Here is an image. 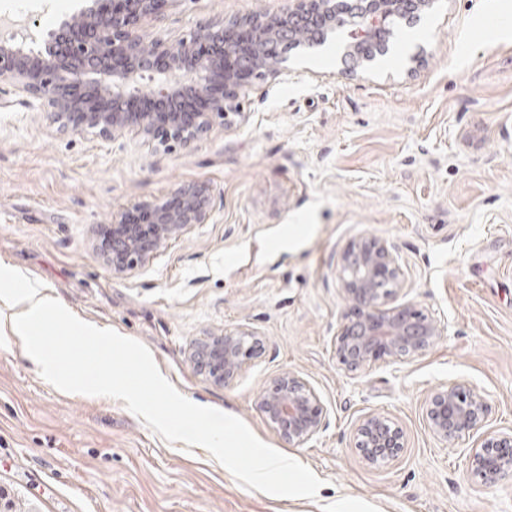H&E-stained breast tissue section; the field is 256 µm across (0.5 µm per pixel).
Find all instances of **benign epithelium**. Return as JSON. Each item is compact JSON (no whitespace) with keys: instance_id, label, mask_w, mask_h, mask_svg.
<instances>
[{"instance_id":"1","label":"benign epithelium","mask_w":512,"mask_h":512,"mask_svg":"<svg viewBox=\"0 0 512 512\" xmlns=\"http://www.w3.org/2000/svg\"><path fill=\"white\" fill-rule=\"evenodd\" d=\"M176 0H112V9L90 8L47 32L42 49L27 50L15 43L0 44V83L7 81L50 112L63 129L95 130L108 137L136 126L146 136L163 135L168 142L187 145L220 121L227 124L230 103L237 97L238 76H225L218 87L213 76L224 72L230 60L238 70L264 69L274 75L288 73L284 49L320 46L341 34V73L368 68L387 54L388 33L397 22L415 24L435 0H299L288 12L256 15L231 27H203L189 41L169 44L145 42L138 33L142 21ZM322 24L317 40L302 37L305 25ZM211 45L199 54L195 43ZM150 94L165 109L166 126L159 128L152 113L127 112L126 99L143 80ZM208 102L199 112H176L184 94ZM180 206L166 200L141 205L154 216L148 236L115 220L110 225L112 248H101L105 263L117 274H130L170 241L211 217L209 190L202 185L178 189ZM340 291L347 312L334 340V355L346 373L356 376L379 360L405 362L424 352L445 335L433 314L414 302L396 303L405 289L406 275L392 246L385 240L360 237L342 254ZM265 349L258 331L238 326L224 329L196 343L189 359L213 383H227L249 368ZM257 407L271 430L292 445H304L323 429L324 407L307 379L284 370L275 375L257 397ZM486 399L460 384L442 385L424 401L429 428L448 442L478 432L485 424ZM354 448L369 465L396 459L404 448L403 432L390 418L367 413L357 422ZM472 478L494 483L512 473V432L485 436L469 455Z\"/></svg>"}]
</instances>
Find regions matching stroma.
<instances>
[{"label":"stroma","instance_id":"35a3bbf8","mask_svg":"<svg viewBox=\"0 0 512 512\" xmlns=\"http://www.w3.org/2000/svg\"><path fill=\"white\" fill-rule=\"evenodd\" d=\"M295 0H177L139 32L170 43L199 28ZM512 0H436L414 25L419 61L399 51L339 76L335 49L290 52L291 73L252 75L231 125L188 145L130 128L116 137L65 130L0 85V260L47 284L87 321L135 339L196 404L241 419L309 467L315 498L250 490L208 450L170 443L124 400L73 395L46 381L21 342L0 334V512H512V476L477 483L478 436L443 442L423 402L460 382L483 395L484 425L512 431ZM208 186L209 223L189 228L128 275L96 246L118 214ZM359 237L390 243L406 269L399 302L447 332L413 360L341 370L333 343L346 305L339 270ZM246 325L265 351L221 386L189 360L193 344ZM76 377L100 352L59 326L39 331ZM291 370L325 407L324 427L293 446L256 406ZM405 446L372 466L353 446L369 412Z\"/></svg>","mask_w":512,"mask_h":512}]
</instances>
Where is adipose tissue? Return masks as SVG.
<instances>
[{
    "mask_svg": "<svg viewBox=\"0 0 512 512\" xmlns=\"http://www.w3.org/2000/svg\"><path fill=\"white\" fill-rule=\"evenodd\" d=\"M4 279L17 282L18 287L7 293H0V305L6 309L5 315H0V331L7 329L20 336L30 360L44 374L49 375L59 388L73 389L78 383L77 378L68 372L58 357L42 348L34 337L35 326L42 323L45 317L51 316L59 320L72 334L92 342L104 340L112 346L116 340L111 330L75 315L61 301L44 293L41 283L23 280L14 267L0 262V281Z\"/></svg>",
    "mask_w": 512,
    "mask_h": 512,
    "instance_id": "1",
    "label": "adipose tissue"
}]
</instances>
